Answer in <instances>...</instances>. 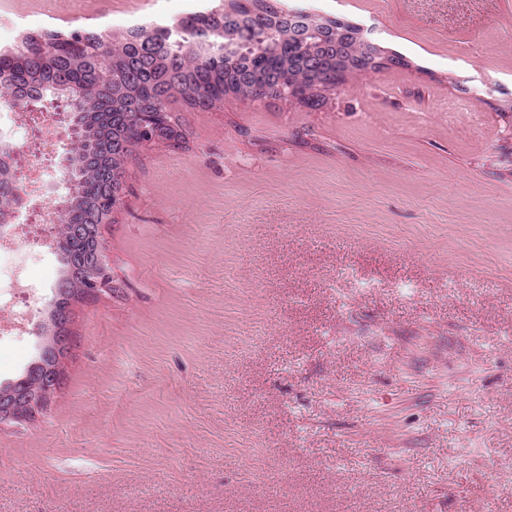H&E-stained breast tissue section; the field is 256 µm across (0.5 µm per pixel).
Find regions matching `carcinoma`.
Returning <instances> with one entry per match:
<instances>
[{
  "instance_id": "1",
  "label": "carcinoma",
  "mask_w": 512,
  "mask_h": 512,
  "mask_svg": "<svg viewBox=\"0 0 512 512\" xmlns=\"http://www.w3.org/2000/svg\"><path fill=\"white\" fill-rule=\"evenodd\" d=\"M291 10L264 0H231L169 26L131 28L115 35L85 28L24 32L0 49V99L31 102L50 96L64 103L80 128L81 149L69 151L68 198L55 225L64 266L55 307L89 294L77 264L88 243L74 224H110L141 129L158 130L155 143L178 146L184 134L169 110L180 100L208 109L224 97L251 98L252 86L268 84L276 99L315 103L363 60L358 27L337 17L307 14L314 27L301 41L290 35ZM353 33L336 48V29ZM20 195L0 193V224H9Z\"/></svg>"
}]
</instances>
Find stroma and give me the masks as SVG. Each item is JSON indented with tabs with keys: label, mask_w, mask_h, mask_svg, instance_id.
<instances>
[{
	"label": "stroma",
	"mask_w": 512,
	"mask_h": 512,
	"mask_svg": "<svg viewBox=\"0 0 512 512\" xmlns=\"http://www.w3.org/2000/svg\"><path fill=\"white\" fill-rule=\"evenodd\" d=\"M407 67L316 104L172 103L101 225L63 382L0 422V512H512V0H270ZM186 0H0L100 28ZM38 358L62 277L37 254Z\"/></svg>",
	"instance_id": "1"
}]
</instances>
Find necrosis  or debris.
Instances as JSON below:
<instances>
[{
    "instance_id": "1",
    "label": "necrosis or debris",
    "mask_w": 512,
    "mask_h": 512,
    "mask_svg": "<svg viewBox=\"0 0 512 512\" xmlns=\"http://www.w3.org/2000/svg\"><path fill=\"white\" fill-rule=\"evenodd\" d=\"M9 126L17 131H27L30 124L40 127L37 148L25 154L18 175L22 194L21 211L36 214V221L19 223L11 236L0 237V337L27 335L32 321V303L37 288L29 274L33 256L18 246L19 239H32L37 247L50 250L55 242L52 237L40 235L37 224L54 222L55 214L44 201L47 172L55 164L54 147L63 124L55 112H25L12 108L6 112Z\"/></svg>"
}]
</instances>
